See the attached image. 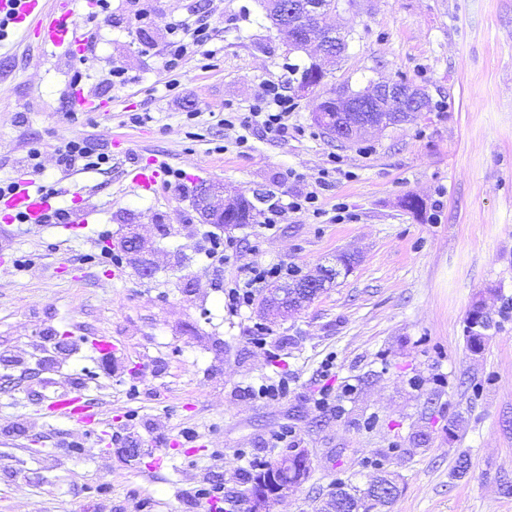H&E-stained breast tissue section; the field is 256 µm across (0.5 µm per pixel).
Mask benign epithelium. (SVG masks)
Returning <instances> with one entry per match:
<instances>
[{
    "instance_id": "7a95c632",
    "label": "benign epithelium",
    "mask_w": 512,
    "mask_h": 512,
    "mask_svg": "<svg viewBox=\"0 0 512 512\" xmlns=\"http://www.w3.org/2000/svg\"><path fill=\"white\" fill-rule=\"evenodd\" d=\"M285 26L288 29L289 41H294L296 32L301 31L304 37H310L315 31L321 32V50L323 60L310 65V75L299 84V89L306 92L317 86L325 74L324 65L339 58L347 48L345 35L325 27L323 23L324 5L315 0H292L283 6ZM429 95L416 83H405L398 79L376 85L371 91H348L336 98V124L342 135L339 142H351L357 134L366 128L379 127L385 124L402 125L414 115L427 111ZM224 187L216 184L204 186L197 198V212L207 224H215L224 220V210L235 206L242 200L238 196L224 199ZM320 281L312 278L297 287V291L287 294L283 286L269 289V303L262 306L264 320L271 321L278 317L285 318L300 311L309 304L311 290L319 287ZM309 460L304 448H289L279 453L270 476L263 477L252 483L247 493L251 512H266L267 504L277 498L285 497L300 485L278 483L275 476L288 473L299 460Z\"/></svg>"
}]
</instances>
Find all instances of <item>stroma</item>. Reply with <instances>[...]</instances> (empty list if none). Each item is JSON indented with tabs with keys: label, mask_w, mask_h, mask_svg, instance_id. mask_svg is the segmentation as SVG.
<instances>
[{
	"label": "stroma",
	"mask_w": 512,
	"mask_h": 512,
	"mask_svg": "<svg viewBox=\"0 0 512 512\" xmlns=\"http://www.w3.org/2000/svg\"><path fill=\"white\" fill-rule=\"evenodd\" d=\"M93 7L78 0L70 17L81 55L17 27L0 38V180L29 177L58 207L92 210L79 225L0 223V512H245L251 460L276 456L279 431L311 471L268 512H316L336 480L364 488L382 469L398 486L390 512H512V0H338L327 23L347 49L306 95L320 40L291 49L262 0H112L108 20ZM181 20L207 23L212 39L170 73L161 49ZM116 67L127 81L111 88ZM402 75L430 96L410 123L346 144L314 124L320 99ZM77 82L111 111H70ZM273 85L293 104L286 134L225 125L227 109L250 112ZM77 138L110 149L111 165L60 167ZM153 156L180 184L131 189L126 169ZM203 182L228 197L269 192L260 209H281L280 224L221 230L229 258L209 264L212 227L193 205ZM309 193L321 218L291 207ZM408 195L421 211L402 207ZM133 232L152 247V278L131 256L97 258ZM341 252L355 255L351 272L286 320L228 306L225 285L250 267L305 275ZM21 257L32 270L15 269ZM478 298L493 327L475 356L464 326ZM102 336L112 355L93 352ZM275 382L284 395H259ZM61 391L107 422L51 414ZM132 441L135 458L122 453ZM205 482L223 494L200 501Z\"/></svg>",
	"instance_id": "1"
}]
</instances>
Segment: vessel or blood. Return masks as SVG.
Wrapping results in <instances>:
<instances>
[{"instance_id": "obj_1", "label": "vessel or blood", "mask_w": 512, "mask_h": 512, "mask_svg": "<svg viewBox=\"0 0 512 512\" xmlns=\"http://www.w3.org/2000/svg\"><path fill=\"white\" fill-rule=\"evenodd\" d=\"M75 0H0V17L6 16L41 45L74 48L78 40L68 24ZM169 174L166 160L157 158L127 171L130 184L142 192L162 185ZM54 211L48 195L32 190L28 179H19L14 190L0 197V222L24 218L27 223H46ZM49 409L77 427H90L97 419L91 405L77 393L62 391L51 398Z\"/></svg>"}]
</instances>
